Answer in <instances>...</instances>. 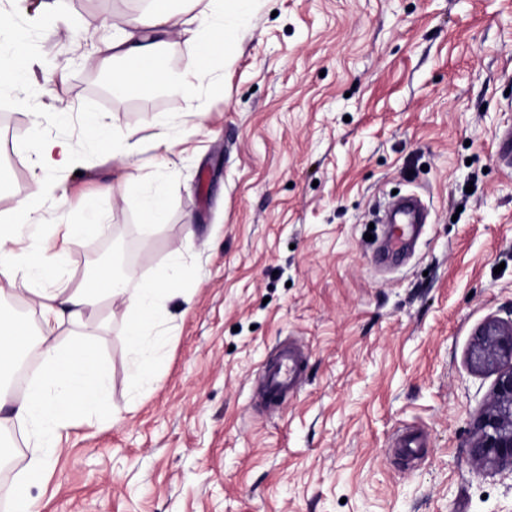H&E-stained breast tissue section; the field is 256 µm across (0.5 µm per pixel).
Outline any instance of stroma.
Instances as JSON below:
<instances>
[{
    "instance_id": "obj_1",
    "label": "stroma",
    "mask_w": 512,
    "mask_h": 512,
    "mask_svg": "<svg viewBox=\"0 0 512 512\" xmlns=\"http://www.w3.org/2000/svg\"><path fill=\"white\" fill-rule=\"evenodd\" d=\"M0 0L26 31L32 89L0 94V212L31 196L38 141L66 136L75 170L56 174L52 221L77 224L96 198L103 233L65 266L87 281L100 246L129 248L140 278L183 257L186 299L168 304L162 364L141 382L122 303L91 342L121 420L76 416L31 493L40 512H512V472L469 463L466 443L495 377L468 353L488 319L512 320V0H260L219 88L189 99L122 96L88 61L137 0ZM138 129L159 164L116 185L108 144L50 121L59 102ZM202 128L157 144L153 118ZM169 217L143 236L142 193ZM428 218L402 258L375 256L373 223L392 194ZM308 349L300 388L272 409L254 391L277 344ZM411 432L416 459L392 448Z\"/></svg>"
}]
</instances>
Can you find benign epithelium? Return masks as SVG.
Here are the masks:
<instances>
[{"instance_id":"7a95c632","label":"benign epithelium","mask_w":512,"mask_h":512,"mask_svg":"<svg viewBox=\"0 0 512 512\" xmlns=\"http://www.w3.org/2000/svg\"><path fill=\"white\" fill-rule=\"evenodd\" d=\"M470 361L496 374L490 401L478 416L469 454L474 464L512 471V324L489 321L476 332Z\"/></svg>"}]
</instances>
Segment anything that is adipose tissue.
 <instances>
[{"instance_id":"adipose-tissue-1","label":"adipose tissue","mask_w":512,"mask_h":512,"mask_svg":"<svg viewBox=\"0 0 512 512\" xmlns=\"http://www.w3.org/2000/svg\"><path fill=\"white\" fill-rule=\"evenodd\" d=\"M142 2L139 16L113 20L111 36L95 45L96 66L111 73L113 89L122 93L135 95L151 88L186 98L211 77L214 62L228 57L229 45L252 13L255 0H188L184 8L172 6L171 0ZM179 34L185 37L184 64L175 68L165 63L164 55L168 37ZM0 38L5 39L9 54L5 84L24 83L32 66L26 34L0 24ZM83 128L88 138L111 144L112 157L120 165L141 162L144 149L136 130L110 129L91 111L83 114ZM76 163V152L67 139L41 141L36 164L45 177L39 181L36 195L46 202V213H36L22 199L0 215V294L8 291L26 296L35 305L42 326L40 340L33 347L23 326L0 313V377L14 373L23 350L36 349L41 361L40 372L31 378L13 416L26 430L30 447L29 462L14 491L13 512H38L29 489L41 482L48 457L60 448L77 413L95 410L112 425L121 419L112 403L107 370L88 344L95 310L103 302L119 301L132 311L126 342L138 371L152 378L161 360L151 336L169 320L166 301L178 292L179 259L175 256L148 280L129 271L109 275L102 289L89 282L74 288L65 285L63 259L69 247L103 231L95 202L86 204L83 222L66 225L63 246L57 252L47 253L27 229L44 224L47 214L62 207L52 175L70 170Z\"/></svg>"}]
</instances>
